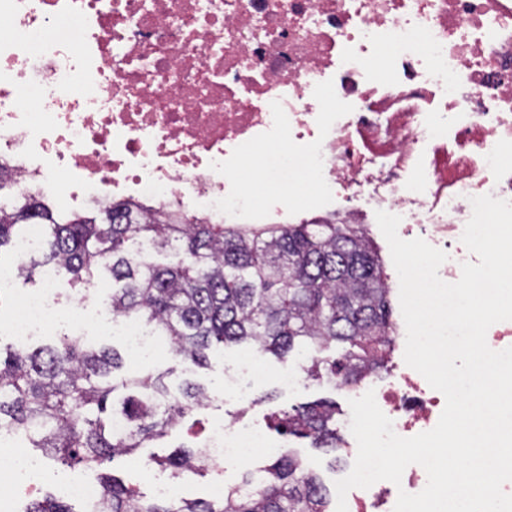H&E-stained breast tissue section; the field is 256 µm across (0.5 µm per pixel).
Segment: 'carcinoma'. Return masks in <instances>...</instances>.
Listing matches in <instances>:
<instances>
[{"instance_id":"obj_1","label":"carcinoma","mask_w":512,"mask_h":512,"mask_svg":"<svg viewBox=\"0 0 512 512\" xmlns=\"http://www.w3.org/2000/svg\"><path fill=\"white\" fill-rule=\"evenodd\" d=\"M107 221L60 218L44 197L28 195L0 210V251L41 225L37 253L15 264L25 281L48 262L70 286L112 277V313L151 327L182 362L207 365L228 345L249 344L280 359L306 351L307 375L345 388L386 369L393 344L391 288L377 253L358 224H180L173 213L111 202ZM179 247L168 263L153 255ZM331 360L314 353L331 345ZM115 349L88 350L63 334L35 350L0 357V427L24 429L33 448L69 466L99 468L167 435L208 390L189 381L173 393L172 370L130 373ZM285 436L308 437L336 450V405L317 402L274 416ZM157 464L177 477L207 470L197 444ZM96 512H328V490L302 459L284 452L246 474L222 499H148L115 476L101 480ZM25 512H73L61 502L34 500Z\"/></svg>"}]
</instances>
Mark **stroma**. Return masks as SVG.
I'll use <instances>...</instances> for the list:
<instances>
[{"mask_svg":"<svg viewBox=\"0 0 512 512\" xmlns=\"http://www.w3.org/2000/svg\"><path fill=\"white\" fill-rule=\"evenodd\" d=\"M253 361L265 374L263 380L253 383L249 389L248 401H239L234 395L224 392V374L237 363L244 360ZM307 359L301 355L290 356L287 362H280L274 356L262 354L249 348L239 346L227 347L216 351L210 358L209 364L203 368L186 369L181 360L172 351H164L159 357L150 362H143L135 357H127L126 371H157L172 370L173 382L190 380L207 388L214 395L209 405L196 409L192 419L197 427H207L209 422L219 419L227 421L247 417L252 421L267 426L273 413L289 410L296 406L318 401L332 400L336 403L337 416H344L350 411L349 389H339L328 379L315 380L303 377L299 388L293 391L283 389L277 382L276 376L283 367L300 369L306 365ZM188 434L179 428L170 432L163 440L149 444L139 449L134 456L119 458L104 464L103 473H113L121 477L132 489L145 497H152V487L143 475V469L151 455L166 456L174 452L176 446L186 442ZM284 446L296 453L303 462L314 470L324 481L331 483L335 474L344 470L348 461L344 456H332L324 450L312 447L310 440L288 437Z\"/></svg>","mask_w":512,"mask_h":512,"instance_id":"1","label":"stroma"}]
</instances>
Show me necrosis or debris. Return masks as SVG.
Returning <instances> with one entry per match:
<instances>
[{"mask_svg": "<svg viewBox=\"0 0 512 512\" xmlns=\"http://www.w3.org/2000/svg\"><path fill=\"white\" fill-rule=\"evenodd\" d=\"M262 154L271 186L306 184L340 224L400 216L407 234L445 251L448 283L476 262L462 243L471 199L512 200V0H0V164L11 193L107 196L185 210L211 224H284L238 178ZM59 269L0 322L19 340L106 318L129 351H160L140 323L78 310L58 297ZM374 390L396 434L433 429L442 393L405 361ZM26 434L0 428L21 464L0 470V512L32 493L41 461ZM206 454L247 462L277 451L250 423H216ZM425 469L400 484L351 489L347 512H394L421 492Z\"/></svg>", "mask_w": 512, "mask_h": 512, "instance_id": "1", "label": "necrosis or debris"}]
</instances>
